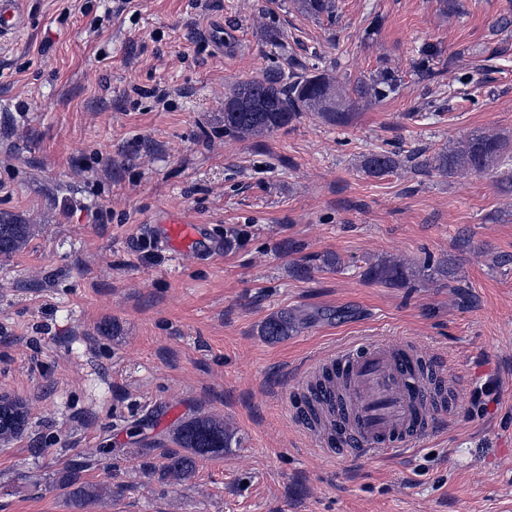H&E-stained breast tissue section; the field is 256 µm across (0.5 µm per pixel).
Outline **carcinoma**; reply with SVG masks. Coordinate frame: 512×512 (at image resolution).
Instances as JSON below:
<instances>
[{"instance_id": "cac0c4a2", "label": "carcinoma", "mask_w": 512, "mask_h": 512, "mask_svg": "<svg viewBox=\"0 0 512 512\" xmlns=\"http://www.w3.org/2000/svg\"><path fill=\"white\" fill-rule=\"evenodd\" d=\"M308 14L333 17L335 0H301ZM387 82L358 79L351 92L343 95L336 90L335 81L324 74H285L283 68L264 71L262 76L233 84L224 94V135L239 140L265 136L280 131L308 112L325 121L346 125L359 100L377 101L385 97ZM413 168L436 171L453 177L466 171L481 173L495 164L504 169L502 179L512 181L509 166L512 157L507 143L497 134L476 135L461 145L442 149L423 159L411 157ZM401 166V161L389 152L372 153L363 160L364 170L381 176ZM32 234L31 225L11 217L0 218V256L9 257L22 249ZM367 275L386 283H401L406 279L404 265L397 261L369 267ZM295 327L294 318L286 314L271 316L262 327V334L271 340L288 335ZM232 433L224 423L212 417H196L178 426L174 440L181 451L168 456L166 473L187 479L195 471L196 459L219 454L229 447ZM70 501L82 506L112 496V487L86 484L74 474L63 478Z\"/></svg>"}]
</instances>
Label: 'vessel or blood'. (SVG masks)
Returning a JSON list of instances; mask_svg holds the SVG:
<instances>
[{"label": "vessel or blood", "instance_id": "b4317fda", "mask_svg": "<svg viewBox=\"0 0 512 512\" xmlns=\"http://www.w3.org/2000/svg\"><path fill=\"white\" fill-rule=\"evenodd\" d=\"M24 0H0V38L17 33ZM198 227L171 215L158 229L174 255L190 253ZM460 377L412 344L360 341L308 363L295 397L308 400L299 422L327 455L352 451L361 461L409 452L415 439L453 417Z\"/></svg>", "mask_w": 512, "mask_h": 512}]
</instances>
